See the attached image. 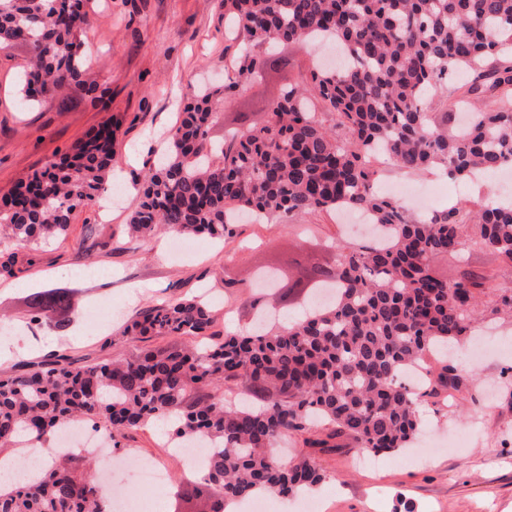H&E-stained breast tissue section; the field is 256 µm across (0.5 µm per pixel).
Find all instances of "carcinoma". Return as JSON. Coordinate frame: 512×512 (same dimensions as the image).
<instances>
[{"mask_svg": "<svg viewBox=\"0 0 512 512\" xmlns=\"http://www.w3.org/2000/svg\"><path fill=\"white\" fill-rule=\"evenodd\" d=\"M89 0H0V50L28 47L24 96L73 90L103 109L107 89L86 78L78 57L91 25ZM234 63L224 70V96L204 90L169 135L162 163L139 175L141 197L127 230L145 239L162 227L213 240L233 236L232 224L284 219L299 212L351 209L366 213L391 241L354 247L336 243L334 265H314L306 287L334 284L336 296L305 318L266 332L211 336L206 298L163 301L136 315L124 333L141 342L183 336V347L142 346L119 362L78 365L59 355L0 375V459L20 438L34 440L53 460L32 483L0 491V512H103L102 485L88 480L95 459L59 454L53 440L81 418L118 447L142 425L162 421L172 440L215 443L204 471L185 480L190 498L173 495L174 510L226 512L230 501L261 494L294 496L321 485L314 458L271 455L290 432L319 425L306 439L320 452L346 439L356 448L393 455L420 431L418 393L403 380L426 356L470 335L472 314L495 293L494 316L512 317V288L488 273H465L450 285L434 276L428 258L459 252L463 238L512 268V200L491 201L474 213L453 208L412 219L377 188L370 158L385 152L414 172L445 170L457 179L483 177L512 163V107L469 112L463 124L428 103L451 78L469 73L466 93L481 82L512 84V0H221ZM334 40L345 60L288 84L263 124L209 137L224 97L252 84L265 68L288 60L262 51L277 43ZM329 106L327 127L312 99ZM118 127L106 124L73 152L54 156L0 200V224L19 244L66 235L76 212L97 207L107 191ZM75 288H43L21 305L33 322L59 334L72 324ZM445 367L436 384L458 387ZM242 385L256 406L224 398Z\"/></svg>", "mask_w": 512, "mask_h": 512, "instance_id": "obj_1", "label": "carcinoma"}]
</instances>
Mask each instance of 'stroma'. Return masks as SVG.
<instances>
[{
	"instance_id": "35a3bbf8",
	"label": "stroma",
	"mask_w": 512,
	"mask_h": 512,
	"mask_svg": "<svg viewBox=\"0 0 512 512\" xmlns=\"http://www.w3.org/2000/svg\"><path fill=\"white\" fill-rule=\"evenodd\" d=\"M93 9L95 22L81 37V55L87 76L109 90L107 109L91 106L74 91L23 104L28 50L19 44L0 51V199L54 154L107 122L119 126L112 168L120 173L122 189L112 197L107 215L76 212L66 238L38 251L19 248L9 231L0 230V254L16 256L14 275L0 277L1 297L23 296L44 284L82 291L80 314L66 335L30 324L21 314L0 322V370L11 374L55 352L79 364L125 358L138 344L122 333L132 317L152 303L203 289L210 293L220 334L251 329L269 301L281 323H293L304 315L303 294L266 298L265 288L255 282L257 268L273 264L289 274L299 254L333 261L335 242L344 235L336 211L324 210L285 223L239 224L224 242L197 238L177 256L168 252L170 231L137 241L124 238L122 230L140 197L136 179L141 170L156 163L164 136L180 122L193 87L223 85L232 54L217 0H94ZM282 80L270 76L225 101L210 137L223 139L227 125L242 112L264 122ZM377 174L389 191L418 195L434 211H470L491 195L512 196L508 169L480 182L402 172L387 162ZM89 224L98 226L107 247L86 239ZM430 265L452 283L464 269L495 270L499 262L469 244L462 258L439 255ZM482 343L481 363H470L461 346L451 355L462 384L453 395H440L437 405L423 407L421 434L410 451L371 464L352 446L314 455L302 435H289L279 458L314 456L327 476L304 495L315 512H404L408 507L413 512H512V326L492 330ZM112 458L108 483L136 500L144 490L133 459L162 468L167 479L153 495L165 507L178 477L192 469L153 424L132 432Z\"/></svg>"
}]
</instances>
